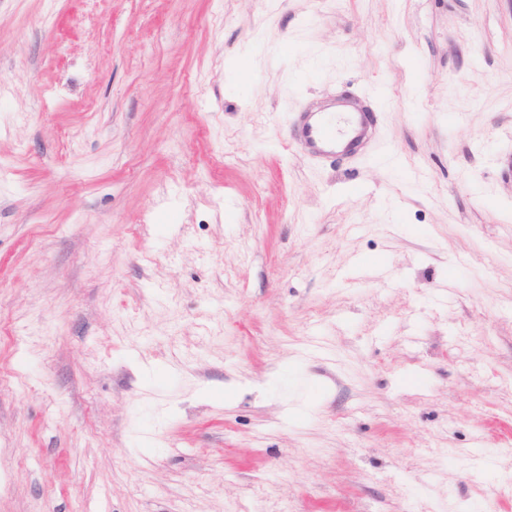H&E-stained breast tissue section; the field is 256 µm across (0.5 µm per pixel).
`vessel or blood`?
Segmentation results:
<instances>
[{
    "label": "vessel or blood",
    "instance_id": "obj_1",
    "mask_svg": "<svg viewBox=\"0 0 512 512\" xmlns=\"http://www.w3.org/2000/svg\"><path fill=\"white\" fill-rule=\"evenodd\" d=\"M374 132L371 113L342 98L324 109L306 108L294 118L289 144L310 158L336 161L360 154Z\"/></svg>",
    "mask_w": 512,
    "mask_h": 512
}]
</instances>
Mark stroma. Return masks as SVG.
I'll return each mask as SVG.
<instances>
[{
	"label": "stroma",
	"mask_w": 512,
	"mask_h": 512,
	"mask_svg": "<svg viewBox=\"0 0 512 512\" xmlns=\"http://www.w3.org/2000/svg\"><path fill=\"white\" fill-rule=\"evenodd\" d=\"M509 486L512 0H0V512ZM350 104L345 98L334 99L333 106L325 109L309 107L297 112L289 145L310 158L331 162L360 154L372 139L373 118L370 112L356 110ZM335 112L345 116L339 129L333 123Z\"/></svg>",
	"instance_id": "35a3bbf8"
}]
</instances>
